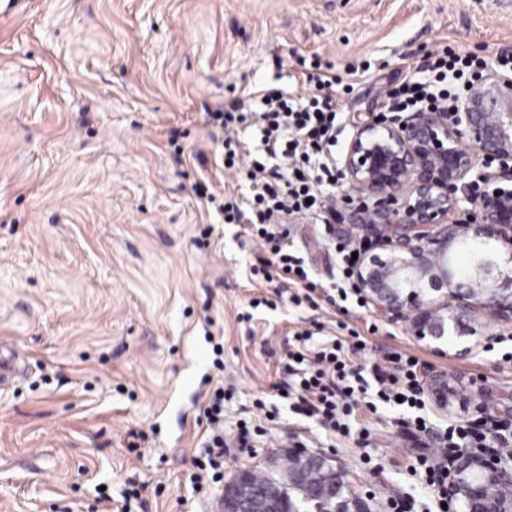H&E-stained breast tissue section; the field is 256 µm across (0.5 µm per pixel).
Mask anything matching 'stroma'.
I'll list each match as a JSON object with an SVG mask.
<instances>
[{
    "label": "stroma",
    "instance_id": "stroma-1",
    "mask_svg": "<svg viewBox=\"0 0 512 512\" xmlns=\"http://www.w3.org/2000/svg\"><path fill=\"white\" fill-rule=\"evenodd\" d=\"M445 46L489 61L512 50V0H25L0 14V512H116L132 490L131 512H217L218 491L189 477L219 388L225 433L265 426L225 448V478L266 471L298 440L332 454L372 512L391 497L436 512L407 465L462 408L428 403L422 438L414 410L388 406L331 436L279 396L289 343L348 327L376 357L409 349L431 365L426 384L483 408L493 442L512 419V323L477 309L467 335L435 341L369 303L252 307L273 295L244 274L258 251L195 186L238 188L206 108H253L272 86L302 94L305 63L321 62L354 86L336 94L339 155L403 65ZM290 239L332 283L322 226Z\"/></svg>",
    "mask_w": 512,
    "mask_h": 512
}]
</instances>
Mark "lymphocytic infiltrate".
<instances>
[{"label": "lymphocytic infiltrate", "mask_w": 512, "mask_h": 512, "mask_svg": "<svg viewBox=\"0 0 512 512\" xmlns=\"http://www.w3.org/2000/svg\"><path fill=\"white\" fill-rule=\"evenodd\" d=\"M484 59L443 48L423 68L431 73L429 81L404 79L386 94L385 111L412 112L421 107L453 111L473 82L482 75ZM313 91L299 98L279 90L267 91L260 98L261 107L246 109L243 101L218 104L205 114V121L225 133L224 166L247 182L248 194L225 199L220 210L228 224H248V234L260 248L251 268L276 290L298 287L305 300L323 291L321 281L312 277L301 257L289 242L288 226L311 218L322 224L328 243L339 258L341 301L359 296L355 283L357 260L354 247L345 237L337 236L341 215L336 210L333 191L336 166L332 149L336 145L338 107L336 87L339 77L318 71L306 75ZM251 131L257 152L244 165L238 164L235 136ZM308 332L298 334L297 350L288 352V360H299V367L289 368L292 382L283 383L282 398L293 411L316 417L333 435L351 432L350 418L359 408L376 412L379 405L403 401L412 409H424L427 403L424 377L428 362L408 351H393L386 362L352 365L351 355L368 347L365 337L352 345L335 338L315 345ZM210 433L205 442L206 460L199 463L191 478L193 488L204 479L221 483L224 479V393L215 391L213 401L204 411ZM441 446L432 453L417 456L412 472L424 473L440 502H447L448 454L457 448H482L485 436L468 421L450 423L440 438Z\"/></svg>", "instance_id": "lymphocytic-infiltrate-1"}]
</instances>
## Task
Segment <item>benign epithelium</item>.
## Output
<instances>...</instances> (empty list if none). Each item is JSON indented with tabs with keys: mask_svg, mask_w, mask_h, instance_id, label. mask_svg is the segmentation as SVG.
Returning a JSON list of instances; mask_svg holds the SVG:
<instances>
[{
	"mask_svg": "<svg viewBox=\"0 0 512 512\" xmlns=\"http://www.w3.org/2000/svg\"><path fill=\"white\" fill-rule=\"evenodd\" d=\"M468 142L464 148L462 142ZM344 202L357 193L374 200L353 208L377 247L389 252L363 262L359 289L381 313L403 317L422 339L465 335L461 313L479 304L497 321L512 322V74L487 71L448 114L420 108L406 117L355 127L342 159ZM456 243L472 256L468 288L434 270ZM448 288L446 301H426L421 286ZM316 461L337 488L323 499L290 504L289 512H370L353 498L344 476L325 453L294 452ZM512 486V465L460 452L448 476V503L467 512H512L499 491ZM243 480L225 489L228 512H248Z\"/></svg>",
	"mask_w": 512,
	"mask_h": 512,
	"instance_id": "1",
	"label": "benign epithelium"
}]
</instances>
